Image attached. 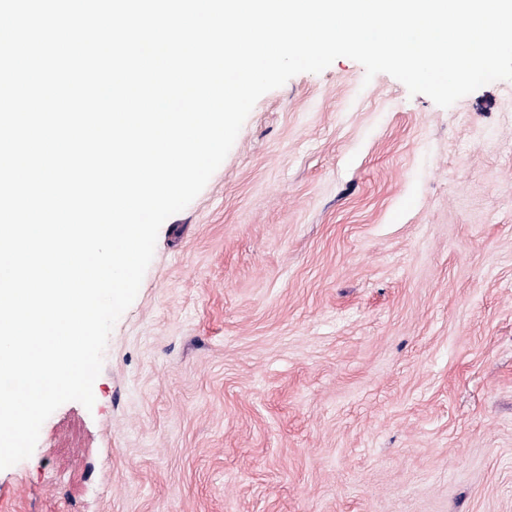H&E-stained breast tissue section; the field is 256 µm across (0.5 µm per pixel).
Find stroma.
Segmentation results:
<instances>
[{
	"instance_id": "35a3bbf8",
	"label": "stroma",
	"mask_w": 512,
	"mask_h": 512,
	"mask_svg": "<svg viewBox=\"0 0 512 512\" xmlns=\"http://www.w3.org/2000/svg\"><path fill=\"white\" fill-rule=\"evenodd\" d=\"M0 512H512V80L335 60L161 226Z\"/></svg>"
}]
</instances>
